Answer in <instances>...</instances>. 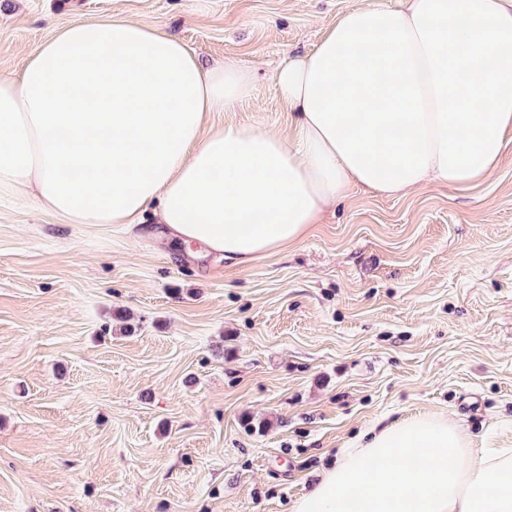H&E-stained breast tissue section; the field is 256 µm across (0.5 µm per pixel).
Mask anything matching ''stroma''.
<instances>
[{
  "instance_id": "obj_1",
  "label": "stroma",
  "mask_w": 512,
  "mask_h": 512,
  "mask_svg": "<svg viewBox=\"0 0 512 512\" xmlns=\"http://www.w3.org/2000/svg\"><path fill=\"white\" fill-rule=\"evenodd\" d=\"M406 0H0V75L121 17L251 70L211 121L287 128L277 73ZM512 448V134L484 183L363 188L246 265L0 194V512H289L377 420Z\"/></svg>"
}]
</instances>
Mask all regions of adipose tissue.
Returning a JSON list of instances; mask_svg holds the SVG:
<instances>
[{
  "mask_svg": "<svg viewBox=\"0 0 512 512\" xmlns=\"http://www.w3.org/2000/svg\"><path fill=\"white\" fill-rule=\"evenodd\" d=\"M252 71L203 68L158 28L65 26L0 76V192L65 224H141L236 264L287 250L361 186L466 189L512 132V0L351 11L278 75L285 134L211 125ZM292 512H512V448L474 453L448 418L378 422Z\"/></svg>",
  "mask_w": 512,
  "mask_h": 512,
  "instance_id": "1",
  "label": "adipose tissue"
}]
</instances>
